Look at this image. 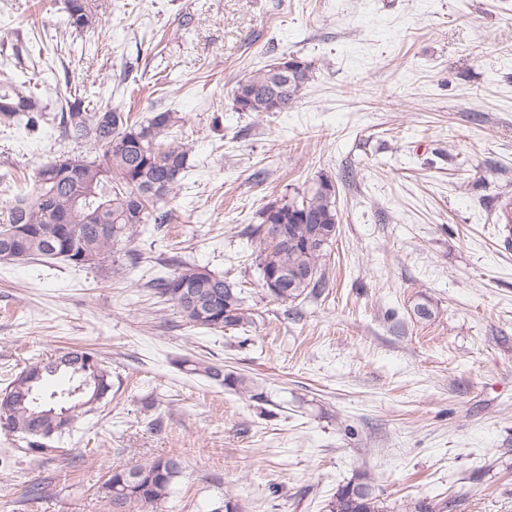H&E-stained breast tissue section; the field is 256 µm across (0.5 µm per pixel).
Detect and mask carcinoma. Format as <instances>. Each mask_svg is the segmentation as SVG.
Here are the masks:
<instances>
[{"mask_svg":"<svg viewBox=\"0 0 512 512\" xmlns=\"http://www.w3.org/2000/svg\"><path fill=\"white\" fill-rule=\"evenodd\" d=\"M67 24L81 33L95 23L93 0H65ZM288 71L271 64L238 81L233 91L237 112H283L298 98L311 78V66L297 57L286 59ZM44 111L40 98L13 78L0 80V118L25 116L31 123ZM179 122L175 112H157L139 124L124 113L100 112L74 96L59 122L65 137L88 139L101 159L62 155L39 172L32 196L19 195L0 228V257H46L77 267L93 264L112 252V245L136 235L153 222L162 227L169 212L161 203L187 168L186 147L169 141ZM255 233L263 245L261 275L284 271L288 287L271 288L278 301L318 296L328 287L324 258L336 239L338 214L335 188L321 180L301 202L269 203L260 211ZM144 287L172 301L185 321L211 330L244 329L254 323L241 292L209 270L180 263L166 277ZM191 372L202 374L244 394L250 382L224 368L196 362ZM112 390V370L87 348H71L53 359L37 360L10 377L0 391V418L19 435L29 452L47 454L51 443L72 428L79 415L91 412ZM182 472L176 456H160L132 469H114L100 487L110 512H142L158 508ZM327 512H380L366 475L339 489Z\"/></svg>","mask_w":512,"mask_h":512,"instance_id":"obj_1","label":"carcinoma"}]
</instances>
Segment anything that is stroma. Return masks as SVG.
I'll return each mask as SVG.
<instances>
[{
    "mask_svg": "<svg viewBox=\"0 0 512 512\" xmlns=\"http://www.w3.org/2000/svg\"><path fill=\"white\" fill-rule=\"evenodd\" d=\"M97 2L78 34L64 0H0V72L48 106L33 130L0 120V214L59 156L98 158L59 134L76 95L177 113L188 167L168 223L97 264L0 261V390L73 345L112 370L54 452L0 429V512H107L106 473L160 455L183 463L160 512H326L361 473L383 512H512V0ZM292 56L312 77L288 111L233 110L242 77ZM323 179L328 286L276 301L249 231ZM181 262L236 283L252 327L191 326L146 288ZM191 373L202 374L206 377L218 381L222 386H227L244 394L251 392L250 382L242 375H235L234 373L224 374V368L209 364L207 362H194L191 364Z\"/></svg>",
    "mask_w": 512,
    "mask_h": 512,
    "instance_id": "stroma-1",
    "label": "stroma"
}]
</instances>
